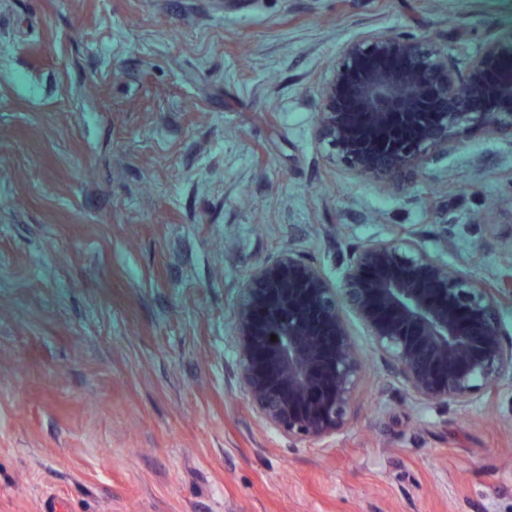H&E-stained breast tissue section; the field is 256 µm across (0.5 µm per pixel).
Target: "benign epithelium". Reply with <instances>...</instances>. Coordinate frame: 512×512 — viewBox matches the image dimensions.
<instances>
[{"label":"benign epithelium","mask_w":512,"mask_h":512,"mask_svg":"<svg viewBox=\"0 0 512 512\" xmlns=\"http://www.w3.org/2000/svg\"><path fill=\"white\" fill-rule=\"evenodd\" d=\"M511 58L512 40L491 41L461 71L426 37L367 33L345 47L323 89L317 136L333 161L405 188L463 133L512 137V73L487 90L489 64ZM343 264L338 291L288 248L241 288L237 378L268 429L318 445L349 424L364 367L345 308L421 403L466 406L512 377L499 312L512 299V276L488 283L446 268L413 234L353 248Z\"/></svg>","instance_id":"benign-epithelium-1"}]
</instances>
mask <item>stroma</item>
<instances>
[{
	"mask_svg": "<svg viewBox=\"0 0 512 512\" xmlns=\"http://www.w3.org/2000/svg\"><path fill=\"white\" fill-rule=\"evenodd\" d=\"M369 31L457 63L512 0H0V512H512V379L418 402L353 312L351 423L294 444L236 379L248 273L414 233L512 274V137L393 189L328 158L321 91Z\"/></svg>",
	"mask_w": 512,
	"mask_h": 512,
	"instance_id": "stroma-1",
	"label": "stroma"
}]
</instances>
